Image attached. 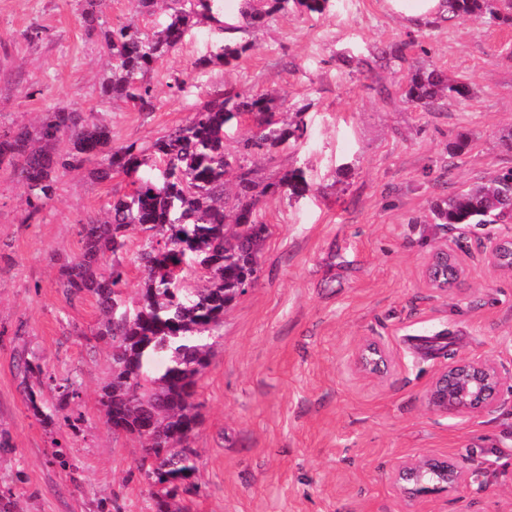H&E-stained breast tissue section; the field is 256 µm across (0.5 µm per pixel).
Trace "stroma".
<instances>
[{"label": "stroma", "instance_id": "1", "mask_svg": "<svg viewBox=\"0 0 512 512\" xmlns=\"http://www.w3.org/2000/svg\"><path fill=\"white\" fill-rule=\"evenodd\" d=\"M245 3L221 0L227 30L199 20L155 65L148 113L101 96L105 34L128 21L153 33L165 12L106 0L90 32L87 0H0V131L70 106L110 124L113 144L146 143L244 89L303 113L297 146L258 167L262 181L303 170L310 190L261 200L257 279L225 312L199 383L189 512H512V396L468 420L423 401L452 353L491 356L512 376V276L474 253L512 224L422 221L437 200L512 168L499 143L512 126V27L474 16L415 22L387 0H332L325 14L293 7L254 30L243 26ZM227 40L248 49L214 61ZM399 43L406 62H382ZM203 57L210 65L197 67ZM350 57L370 69L349 67ZM412 63L467 83L469 97L441 112L415 108L402 93ZM463 134L470 146L454 153ZM131 190L121 174L68 172L31 219L22 183L0 174V504L13 512H153L138 441L112 432L98 403L111 366L109 343L92 338L98 307L66 299L58 283L60 265L81 252L83 224ZM446 243L473 255L465 285L440 293L421 270ZM367 339L390 352L385 376L349 365ZM26 360L71 379L78 397L61 401L47 383L29 400ZM425 455L450 458L468 485L401 499L392 472Z\"/></svg>", "mask_w": 512, "mask_h": 512}]
</instances>
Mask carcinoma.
I'll list each match as a JSON object with an SVG mask.
<instances>
[{
    "label": "carcinoma",
    "instance_id": "1",
    "mask_svg": "<svg viewBox=\"0 0 512 512\" xmlns=\"http://www.w3.org/2000/svg\"><path fill=\"white\" fill-rule=\"evenodd\" d=\"M169 21L148 37L132 22L108 34L112 56L103 93L123 98L140 112L155 110L153 87L145 76L174 51L202 16L219 29L216 0H169ZM297 4L309 14H324L330 0H253L247 25L262 26ZM484 15L491 24H512V0H448V17ZM249 44L229 42L217 57L229 64ZM405 98L425 112L468 97L467 86L435 69L411 66ZM246 114L252 127L233 151L226 130ZM307 130L302 112L295 120L277 118L273 100L248 90L228 92L198 108L189 119L147 145H112V127L93 122L76 109L48 113L36 133L25 126L0 132V169L26 187L27 218L39 214L55 193L61 172L78 171L97 159L98 180L115 173L131 179V193L112 200L104 216L82 225L80 255L61 272L59 288L67 299L90 295L102 320L94 338L112 348L111 372L99 393L106 423L141 445L139 467L149 480L155 512H182L177 498L191 491L185 482L197 471L192 443L201 424L196 388L210 362L211 339L224 324V311L239 296L244 281H255L258 253L267 232L260 197L299 196L308 183L300 169L278 173L256 192L252 159L273 164L277 154ZM435 224L512 222V168L437 202ZM139 228L144 242L137 306L120 310L126 285L123 253L127 231ZM192 270L199 284L170 287L172 268ZM26 389L53 379L41 365L25 362ZM150 435L140 432L143 421Z\"/></svg>",
    "mask_w": 512,
    "mask_h": 512
}]
</instances>
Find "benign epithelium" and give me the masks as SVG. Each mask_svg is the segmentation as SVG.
Wrapping results in <instances>:
<instances>
[{
	"instance_id": "benign-epithelium-1",
	"label": "benign epithelium",
	"mask_w": 512,
	"mask_h": 512,
	"mask_svg": "<svg viewBox=\"0 0 512 512\" xmlns=\"http://www.w3.org/2000/svg\"><path fill=\"white\" fill-rule=\"evenodd\" d=\"M481 258L495 271L512 274V236L488 239L479 247ZM426 285L438 292L461 287L466 260L451 245L438 248L422 269ZM391 363L387 348L377 340H365L353 354L351 368L364 376H382ZM506 381L494 359L483 356L452 358L434 377L424 395L428 410L451 418L491 415L499 408ZM469 476L452 461L422 456L403 461L393 472L392 484L406 500L431 493H455Z\"/></svg>"
}]
</instances>
